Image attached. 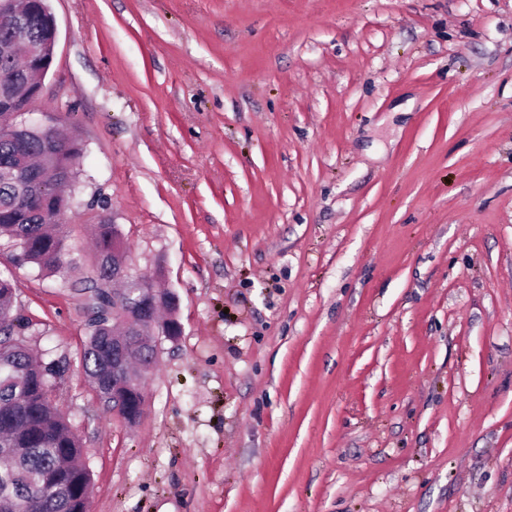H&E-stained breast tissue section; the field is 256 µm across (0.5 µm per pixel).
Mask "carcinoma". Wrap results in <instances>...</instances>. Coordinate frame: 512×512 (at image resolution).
<instances>
[{"label":"carcinoma","mask_w":512,"mask_h":512,"mask_svg":"<svg viewBox=\"0 0 512 512\" xmlns=\"http://www.w3.org/2000/svg\"><path fill=\"white\" fill-rule=\"evenodd\" d=\"M76 139L69 128L51 127L31 130L20 138L0 135V237L15 246V258L23 265L36 266L45 274H59L68 269L64 240L65 225L51 231L43 219L48 198L39 185L50 187L54 176L44 177L40 150L50 143L57 152L60 174L76 178L74 170L77 151L72 149ZM97 249L112 252V224L103 221L95 225ZM15 323L0 321V441L16 434L28 438L22 469L37 470L54 481L58 490L43 496L24 483L18 475L9 480L0 476V491L14 498L17 512H76V489L91 479L83 459L79 438L57 406L38 389L26 390L17 379L39 365L25 346L14 338ZM110 331L95 326L89 331L82 353V366L89 377L103 369L104 348L109 344Z\"/></svg>","instance_id":"cac0c4a2"}]
</instances>
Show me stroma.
<instances>
[{"label": "stroma", "mask_w": 512, "mask_h": 512, "mask_svg": "<svg viewBox=\"0 0 512 512\" xmlns=\"http://www.w3.org/2000/svg\"><path fill=\"white\" fill-rule=\"evenodd\" d=\"M49 7L71 269L0 276L90 512H512V0ZM103 220L178 299L132 426L81 364Z\"/></svg>", "instance_id": "35a3bbf8"}]
</instances>
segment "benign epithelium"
<instances>
[{
    "instance_id": "obj_1",
    "label": "benign epithelium",
    "mask_w": 512,
    "mask_h": 512,
    "mask_svg": "<svg viewBox=\"0 0 512 512\" xmlns=\"http://www.w3.org/2000/svg\"><path fill=\"white\" fill-rule=\"evenodd\" d=\"M0 18L11 22L13 36L0 43V56L15 63L14 82L24 85L20 93H0V112L11 119L0 131L20 134L38 125L27 121L32 103L39 98L43 81L51 67L57 43V26L46 0H0ZM123 284L111 287V281L99 282V292L112 300V307L100 319L122 324L112 334V356L124 357L123 369L112 368V376L91 383L99 397L112 399V412L124 423H136L145 407V392L138 378L148 375L155 366V337L173 338L181 324L175 317L177 297L153 286L150 280L131 272L128 253L120 231H115L112 246V281Z\"/></svg>"
}]
</instances>
